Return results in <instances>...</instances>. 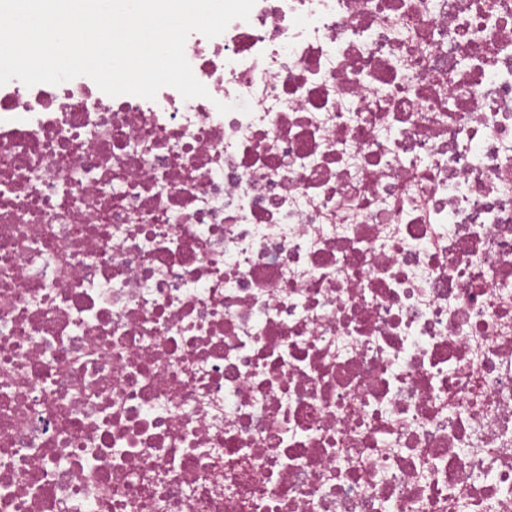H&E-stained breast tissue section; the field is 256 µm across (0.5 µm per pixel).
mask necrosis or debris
Masks as SVG:
<instances>
[{
  "label": "necrosis or debris",
  "instance_id": "4bbe7bcc",
  "mask_svg": "<svg viewBox=\"0 0 512 512\" xmlns=\"http://www.w3.org/2000/svg\"><path fill=\"white\" fill-rule=\"evenodd\" d=\"M184 52L0 85V512H512V0Z\"/></svg>",
  "mask_w": 512,
  "mask_h": 512
}]
</instances>
